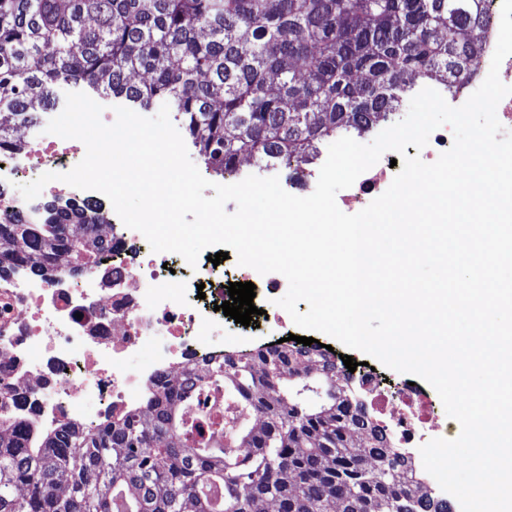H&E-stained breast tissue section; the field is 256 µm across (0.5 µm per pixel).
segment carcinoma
<instances>
[{
  "mask_svg": "<svg viewBox=\"0 0 512 512\" xmlns=\"http://www.w3.org/2000/svg\"><path fill=\"white\" fill-rule=\"evenodd\" d=\"M485 3L0 0V148L21 149L16 128L83 82L135 108L168 105L211 176L243 158L310 168L322 142L392 119L417 82L451 92L468 79ZM106 225L100 204L56 201L36 224H0V275L24 263L51 276L61 254L95 272ZM210 374L232 402H255L261 429L179 413L200 395L181 387L148 417L87 431L0 414V512H254L263 491L278 512H451L430 510L422 474L402 468L319 346H258ZM223 437L252 455H228Z\"/></svg>",
  "mask_w": 512,
  "mask_h": 512,
  "instance_id": "obj_1",
  "label": "carcinoma"
}]
</instances>
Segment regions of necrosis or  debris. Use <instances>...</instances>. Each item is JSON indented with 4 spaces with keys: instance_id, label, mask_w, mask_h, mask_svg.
<instances>
[{
    "instance_id": "necrosis-or-debris-1",
    "label": "necrosis or debris",
    "mask_w": 512,
    "mask_h": 512,
    "mask_svg": "<svg viewBox=\"0 0 512 512\" xmlns=\"http://www.w3.org/2000/svg\"><path fill=\"white\" fill-rule=\"evenodd\" d=\"M85 153L81 141L56 135L21 152L0 149V223L19 213L10 186L24 173L49 161L65 173ZM143 241L140 232L113 225L97 278L63 259L49 278L22 266L0 278V368L27 397L26 411L36 423L85 428L93 401L102 402L108 416L143 414L148 400H164L188 368L203 373L227 358L219 306L228 291L211 261L215 249L197 263L194 279L183 280L166 269L165 255L143 249ZM145 350L150 363L132 365V356ZM349 381L392 447L410 452L414 467L422 465V445L447 437L416 387L405 382L387 392L368 368Z\"/></svg>"
}]
</instances>
